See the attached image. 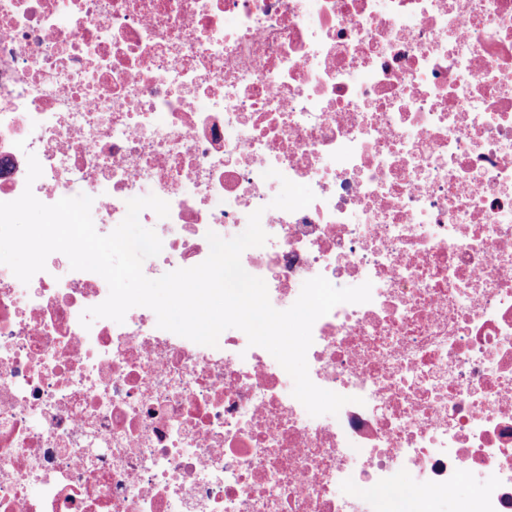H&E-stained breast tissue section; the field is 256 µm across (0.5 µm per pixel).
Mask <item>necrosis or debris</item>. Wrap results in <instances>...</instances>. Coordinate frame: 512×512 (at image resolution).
I'll list each match as a JSON object with an SVG mask.
<instances>
[{
	"mask_svg": "<svg viewBox=\"0 0 512 512\" xmlns=\"http://www.w3.org/2000/svg\"><path fill=\"white\" fill-rule=\"evenodd\" d=\"M284 177L314 201L270 208ZM27 188L102 235L167 201L151 279L259 209L275 309L372 298L313 325L350 399L314 417L241 330L86 328L102 276L0 264V512H512V0H0V202Z\"/></svg>",
	"mask_w": 512,
	"mask_h": 512,
	"instance_id": "necrosis-or-debris-1",
	"label": "necrosis or debris"
}]
</instances>
